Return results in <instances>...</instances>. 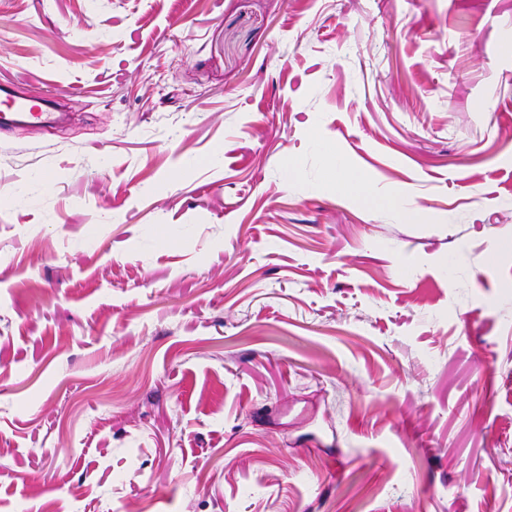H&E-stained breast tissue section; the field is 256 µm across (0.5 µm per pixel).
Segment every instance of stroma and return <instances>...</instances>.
<instances>
[{
	"label": "stroma",
	"mask_w": 512,
	"mask_h": 512,
	"mask_svg": "<svg viewBox=\"0 0 512 512\" xmlns=\"http://www.w3.org/2000/svg\"><path fill=\"white\" fill-rule=\"evenodd\" d=\"M0 83V512H512V0H0Z\"/></svg>",
	"instance_id": "35a3bbf8"
}]
</instances>
